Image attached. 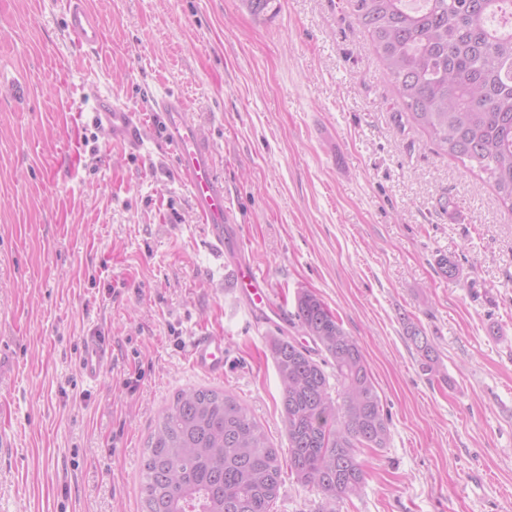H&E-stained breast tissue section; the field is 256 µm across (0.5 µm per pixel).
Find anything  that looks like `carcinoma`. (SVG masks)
<instances>
[{
	"instance_id": "1",
	"label": "carcinoma",
	"mask_w": 512,
	"mask_h": 512,
	"mask_svg": "<svg viewBox=\"0 0 512 512\" xmlns=\"http://www.w3.org/2000/svg\"><path fill=\"white\" fill-rule=\"evenodd\" d=\"M395 82L397 121L425 130L450 157L488 175L512 213V0H350ZM294 336H273L288 456L233 394L178 392L155 420L141 468L143 512H274L283 469L322 495L318 512L360 494L362 450L384 448L387 420L359 341L313 292L297 293ZM406 333L421 370L438 353Z\"/></svg>"
}]
</instances>
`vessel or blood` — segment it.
I'll list each match as a JSON object with an SVG mask.
<instances>
[{
  "label": "vessel or blood",
  "instance_id": "b4317fda",
  "mask_svg": "<svg viewBox=\"0 0 512 512\" xmlns=\"http://www.w3.org/2000/svg\"><path fill=\"white\" fill-rule=\"evenodd\" d=\"M67 28L76 39L93 47L101 39L100 22L87 7L86 0H67ZM152 111L162 121L168 142L175 150V159L184 179L190 185L197 211L207 225L216 247L224 245V226L232 215L226 205L224 183L217 176L213 151L209 141L186 117L185 104L178 95L168 93L152 102ZM113 140L138 147L141 139V119L138 113L121 105L98 115ZM238 295L245 301L252 317L274 329L288 327L285 305L274 295L267 274L250 259L234 263L229 270ZM106 344L98 337L88 338L80 357L81 371L86 380L97 381L108 360ZM193 365L210 375L223 376L228 363L227 349L220 336H204L191 349Z\"/></svg>",
  "mask_w": 512,
  "mask_h": 512
}]
</instances>
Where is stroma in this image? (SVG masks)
<instances>
[{
	"mask_svg": "<svg viewBox=\"0 0 512 512\" xmlns=\"http://www.w3.org/2000/svg\"><path fill=\"white\" fill-rule=\"evenodd\" d=\"M0 0V512H140L143 450L183 389L226 390L287 449L271 331L238 301L150 113L174 93L209 140L246 249L277 296L320 297L389 418L336 512H512V215L422 129L348 0ZM140 113L133 150L98 127ZM459 268L448 278L439 256ZM439 354L425 377L403 322ZM224 337L223 377L193 368ZM110 356L83 378L85 339ZM67 28L76 39L94 47L101 39L100 22L86 5V0H67Z\"/></svg>",
	"mask_w": 512,
	"mask_h": 512,
	"instance_id": "obj_1",
	"label": "stroma"
}]
</instances>
